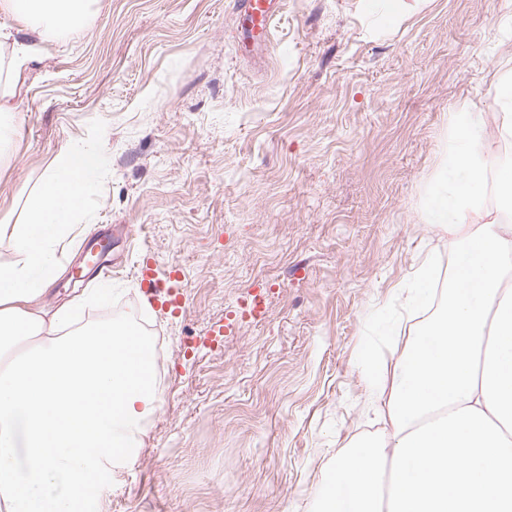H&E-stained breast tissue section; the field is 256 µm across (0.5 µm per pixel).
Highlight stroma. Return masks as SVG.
Returning a JSON list of instances; mask_svg holds the SVG:
<instances>
[{
    "mask_svg": "<svg viewBox=\"0 0 512 512\" xmlns=\"http://www.w3.org/2000/svg\"><path fill=\"white\" fill-rule=\"evenodd\" d=\"M282 0L269 44L240 53L230 0H93L52 39L0 13L29 48L26 114L0 145V222L65 147L106 151L80 235L40 305L84 298V322L134 323L167 347L160 400L135 461L88 512H315L323 473L382 430L359 349L425 258L450 264L423 212L459 103L482 113L486 210L497 216L496 84L512 59V0ZM109 236L110 293L74 270ZM179 271L180 312L144 305L137 273ZM260 318L245 314L255 290ZM232 320L214 344L208 332Z\"/></svg>",
    "mask_w": 512,
    "mask_h": 512,
    "instance_id": "35a3bbf8",
    "label": "stroma"
}]
</instances>
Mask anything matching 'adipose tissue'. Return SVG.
<instances>
[{"instance_id": "ef3b65f1", "label": "adipose tissue", "mask_w": 512, "mask_h": 512, "mask_svg": "<svg viewBox=\"0 0 512 512\" xmlns=\"http://www.w3.org/2000/svg\"><path fill=\"white\" fill-rule=\"evenodd\" d=\"M89 3L0 9L52 38L83 26ZM481 126V113H456L425 205V222L458 246L445 310L406 338L393 368L362 349L385 435L337 457L321 512H512V225L473 221L486 204ZM104 166L100 149L60 152L25 221L0 228L14 255L0 267V512H72L109 465L137 458L157 400L151 347L134 331L82 326L76 305L34 306Z\"/></svg>"}]
</instances>
